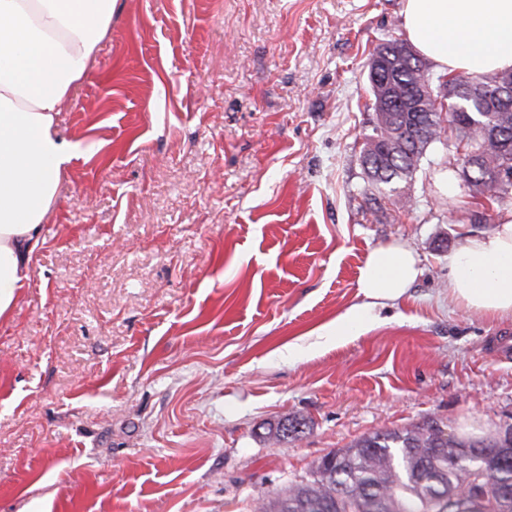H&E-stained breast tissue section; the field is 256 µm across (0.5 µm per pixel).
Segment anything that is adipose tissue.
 <instances>
[{
    "instance_id": "obj_1",
    "label": "adipose tissue",
    "mask_w": 512,
    "mask_h": 512,
    "mask_svg": "<svg viewBox=\"0 0 512 512\" xmlns=\"http://www.w3.org/2000/svg\"><path fill=\"white\" fill-rule=\"evenodd\" d=\"M115 0H0V319L8 318L30 279L76 154L55 118L84 79L112 21ZM402 25L413 48L438 73L486 75L512 69V0H403ZM454 301L489 316H512V210L495 228L449 254ZM421 269L397 244L373 249L360 273L365 301L319 330L351 336L378 306L403 297Z\"/></svg>"
}]
</instances>
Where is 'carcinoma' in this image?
Returning <instances> with one entry per match:
<instances>
[{
    "label": "carcinoma",
    "instance_id": "carcinoma-1",
    "mask_svg": "<svg viewBox=\"0 0 512 512\" xmlns=\"http://www.w3.org/2000/svg\"><path fill=\"white\" fill-rule=\"evenodd\" d=\"M367 78L368 109L375 113L362 148L368 200L379 194L396 209L407 208L405 188L435 144L446 152L475 153L468 180L473 197L494 203L512 190V95L501 98L496 88L487 87L499 78L512 82V70L444 78L419 55L412 66L391 64ZM442 89L456 105L451 138L435 107ZM306 427L287 420L278 424L275 436L297 439ZM438 430L429 421L376 431L331 450L316 463L312 479L278 491L259 512H363L368 498L378 503L379 512H512V503L498 498L503 488H512V435L442 442Z\"/></svg>",
    "mask_w": 512,
    "mask_h": 512
}]
</instances>
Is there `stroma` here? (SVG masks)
<instances>
[{
    "label": "stroma",
    "instance_id": "stroma-1",
    "mask_svg": "<svg viewBox=\"0 0 512 512\" xmlns=\"http://www.w3.org/2000/svg\"><path fill=\"white\" fill-rule=\"evenodd\" d=\"M401 0H116L59 113L77 145L44 243L0 321V512H255L327 452L428 421L512 428V319L452 301L448 255L493 230L439 182L372 212L366 63L404 39ZM422 273L377 322L369 253ZM305 421L277 439L284 419ZM416 253L401 245L391 244L373 249L361 269L359 288L368 301L352 307L319 329L320 336L356 335L374 319L378 306L403 297L420 275Z\"/></svg>",
    "mask_w": 512,
    "mask_h": 512
}]
</instances>
